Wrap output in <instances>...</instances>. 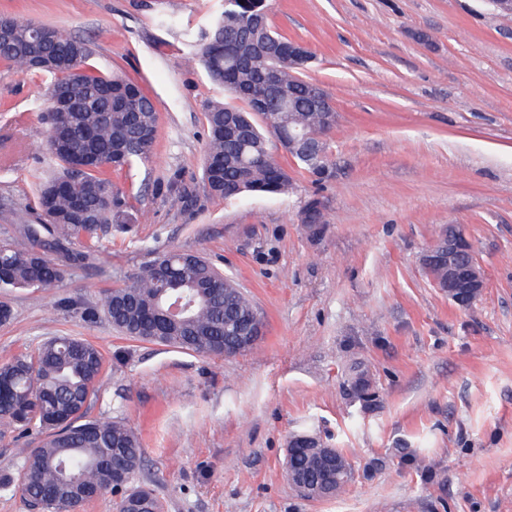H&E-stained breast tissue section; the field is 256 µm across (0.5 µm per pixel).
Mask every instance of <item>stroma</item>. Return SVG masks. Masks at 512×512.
<instances>
[{"mask_svg": "<svg viewBox=\"0 0 512 512\" xmlns=\"http://www.w3.org/2000/svg\"><path fill=\"white\" fill-rule=\"evenodd\" d=\"M270 23L307 44L303 75L338 113L332 175L289 166L280 195L213 197L202 178L204 112L224 100L197 59L224 0H0L85 40L89 63L139 83L158 112L151 156L113 173L111 262L46 289L0 294V363L59 335L105 359L90 417L131 425L142 480L165 512H512V15L486 0H266ZM48 76L0 63V239L37 205L55 169L45 150ZM326 204L312 235L300 214ZM461 225L487 286L462 308L420 257ZM200 254L263 312L243 354L133 341L104 315L102 289L132 283L160 254ZM376 393L363 407L354 369ZM341 449L355 477L306 499L284 468L291 435Z\"/></svg>", "mask_w": 512, "mask_h": 512, "instance_id": "obj_1", "label": "stroma"}]
</instances>
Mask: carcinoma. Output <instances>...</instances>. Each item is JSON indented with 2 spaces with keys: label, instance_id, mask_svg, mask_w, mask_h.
<instances>
[{
  "label": "carcinoma",
  "instance_id": "1",
  "mask_svg": "<svg viewBox=\"0 0 512 512\" xmlns=\"http://www.w3.org/2000/svg\"><path fill=\"white\" fill-rule=\"evenodd\" d=\"M13 38L0 47V62L23 71L54 75L47 96L69 93V112H48L50 127L62 130L69 151L49 150L61 172L40 187L42 221L17 224L15 236L0 240V291L50 288L76 269L102 268L110 256L96 242L102 226L112 222L118 199L112 171L145 159L158 128L150 98L129 78L103 75L88 65L90 48L59 35L57 63L34 64L39 47L30 37L33 22L9 18ZM199 56L210 79L232 101L207 105L208 126L203 177L210 193L232 198L244 193L284 194L292 179L276 159L269 137L288 146V132H323L331 104L316 101L317 83L299 75L312 53L288 62L294 41L275 33L259 0H224V9L202 34ZM270 55L252 61L258 46ZM90 152L97 163L73 168V155ZM307 149H289L297 167L321 181L331 176L328 158H306ZM83 197L89 216L68 218L72 199ZM184 309L163 330L157 314L171 303ZM255 304L232 280L201 256L180 250L162 254L135 281L103 290L101 311L122 335L203 355L240 349L238 318ZM103 355L91 342L55 336L0 365V424L41 435L39 445L24 448L19 462L0 470V492L19 490L43 512H77L99 496H118L117 512H163L152 490L139 484L144 449L135 430L122 421L87 416L98 393ZM342 471L324 469L317 448H290L288 471L325 482L321 498L341 493L353 479V467L339 453Z\"/></svg>",
  "mask_w": 512,
  "mask_h": 512
}]
</instances>
